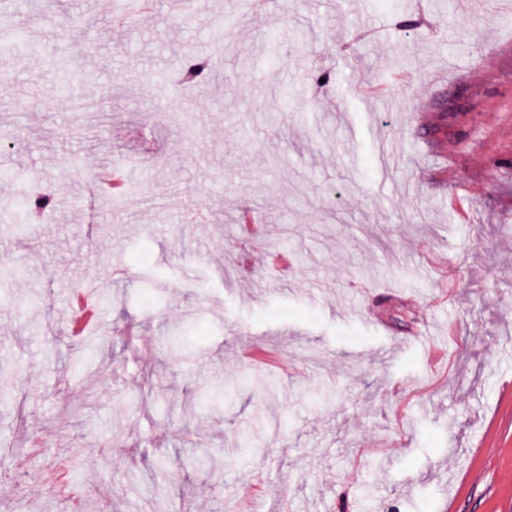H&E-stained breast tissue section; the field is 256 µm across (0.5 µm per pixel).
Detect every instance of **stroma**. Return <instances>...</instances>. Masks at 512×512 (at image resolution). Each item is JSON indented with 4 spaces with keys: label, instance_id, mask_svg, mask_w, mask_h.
Segmentation results:
<instances>
[{
    "label": "stroma",
    "instance_id": "35a3bbf8",
    "mask_svg": "<svg viewBox=\"0 0 512 512\" xmlns=\"http://www.w3.org/2000/svg\"><path fill=\"white\" fill-rule=\"evenodd\" d=\"M234 2L116 34L123 0H0L44 48L0 51V202L53 198L0 210V512L71 510L14 471L34 440L87 512H512V9ZM76 289L112 298L80 341ZM99 184L103 191L112 196H122L126 191L125 175L112 168L101 169L98 174Z\"/></svg>",
    "mask_w": 512,
    "mask_h": 512
}]
</instances>
